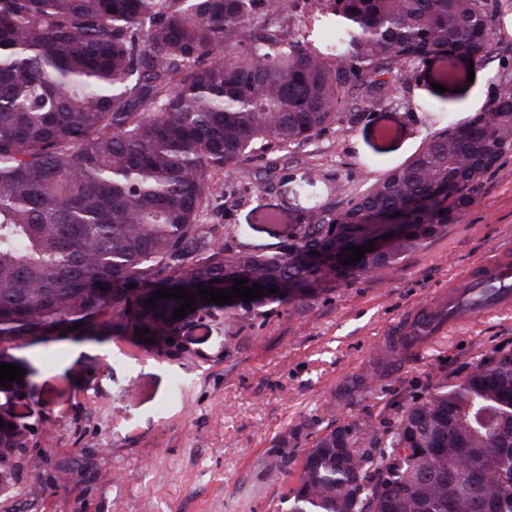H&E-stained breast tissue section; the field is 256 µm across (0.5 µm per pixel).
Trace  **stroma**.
I'll return each instance as SVG.
<instances>
[{
	"instance_id": "stroma-1",
	"label": "stroma",
	"mask_w": 512,
	"mask_h": 512,
	"mask_svg": "<svg viewBox=\"0 0 512 512\" xmlns=\"http://www.w3.org/2000/svg\"><path fill=\"white\" fill-rule=\"evenodd\" d=\"M442 61L416 66L374 113L359 112L295 154L268 151L225 170L224 205L206 223L230 245L278 250L312 208H338L405 163L447 120L487 110L512 72V18L495 56L462 92H436ZM512 245V155L484 178L460 220L378 276L329 279L319 294L230 324L185 320L171 349L108 336L11 349L30 384L0 412L34 427L42 493L18 512H282L317 434L336 420L395 412L436 375L461 379L481 356L512 351V311L479 315L422 354L375 355L412 307L475 261ZM280 465L279 478L268 469Z\"/></svg>"
}]
</instances>
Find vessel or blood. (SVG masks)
I'll list each match as a JSON object with an SVG mask.
<instances>
[{
  "label": "vessel or blood",
  "mask_w": 512,
  "mask_h": 512,
  "mask_svg": "<svg viewBox=\"0 0 512 512\" xmlns=\"http://www.w3.org/2000/svg\"><path fill=\"white\" fill-rule=\"evenodd\" d=\"M512 310V250H497L473 265L438 299L415 308L396 330L390 345L407 358L446 331L461 328L477 314Z\"/></svg>",
  "instance_id": "vessel-or-blood-1"
}]
</instances>
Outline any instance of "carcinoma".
<instances>
[{
	"label": "carcinoma",
	"mask_w": 512,
	"mask_h": 512,
	"mask_svg": "<svg viewBox=\"0 0 512 512\" xmlns=\"http://www.w3.org/2000/svg\"><path fill=\"white\" fill-rule=\"evenodd\" d=\"M335 17L322 50L291 35L299 0H0V364L36 336L149 329L176 345L188 317L248 316L317 295L333 277L381 274L457 222L512 153V93L467 123L448 121L405 164L275 252L224 244L200 215L216 172L272 147L292 151L338 124L352 88L374 112L413 68L455 48L477 65L512 0H317ZM392 211L391 243L356 264L347 247ZM266 289L233 305L196 285ZM135 288L130 289L128 285ZM83 323L74 331L70 327ZM0 512L28 470L35 432L4 416ZM401 448L412 454L397 462ZM512 504V352L476 361L377 421L317 435L284 512H480Z\"/></svg>",
	"instance_id": "cac0c4a2"
}]
</instances>
